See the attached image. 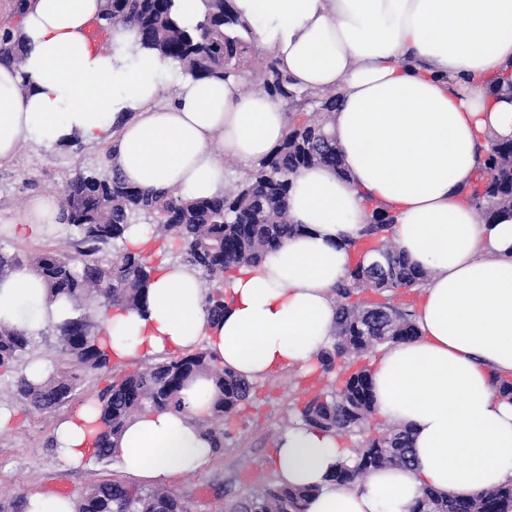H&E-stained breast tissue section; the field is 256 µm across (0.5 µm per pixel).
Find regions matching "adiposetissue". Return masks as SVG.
<instances>
[{
	"label": "adipose tissue",
	"instance_id": "adipose-tissue-1",
	"mask_svg": "<svg viewBox=\"0 0 512 512\" xmlns=\"http://www.w3.org/2000/svg\"><path fill=\"white\" fill-rule=\"evenodd\" d=\"M257 45L293 85L335 91L336 140L346 172L300 170L288 206L301 234L224 286L222 318L205 304L196 274L158 266L146 304L102 313L111 356L142 358L206 345L218 364L255 382L310 368L333 341L332 290L352 263L370 209L379 204L408 260L429 269L414 320L417 339L374 360L376 410L412 431L413 470L380 468L356 487L331 482L351 454L335 434L288 426L272 458L279 483L311 486L306 512H410L423 488L468 496L512 484V398L495 378H512V215L475 223L466 192L480 145L512 138V0H236ZM100 0H33L17 36L21 65L0 63V163L27 141L78 137L115 144L123 179L143 189L176 188L190 198L224 191L225 157H267L285 138L279 98L244 93L238 80H184L164 98L168 60L116 27L90 47L87 25ZM28 92H20L21 82ZM221 142L215 153L213 142ZM66 222L56 194L32 197L9 234L34 237ZM50 300L28 266L0 277V323L26 335L72 317ZM185 410L135 418L115 454L127 475L155 483L203 472L214 457L198 421L214 388L200 379ZM89 402L61 420L53 451L82 466L95 443Z\"/></svg>",
	"mask_w": 512,
	"mask_h": 512
}]
</instances>
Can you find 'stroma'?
Here are the masks:
<instances>
[{"instance_id":"1","label":"stroma","mask_w":512,"mask_h":512,"mask_svg":"<svg viewBox=\"0 0 512 512\" xmlns=\"http://www.w3.org/2000/svg\"><path fill=\"white\" fill-rule=\"evenodd\" d=\"M104 144L47 147L21 145L11 164L0 166V251L37 253L65 246V231L17 239L4 226L24 213L27 200L39 194H62L77 170L107 173ZM52 333L36 338L33 348L15 364L14 373L0 374V504L36 493L79 496L95 479L125 481L114 462L89 459L80 470L62 469L50 436L60 417L78 409L107 384L105 377L90 374L80 385V395L61 410L39 414L11 396L14 375L34 360H56ZM301 371L288 370L259 382L253 401L224 423L227 437L207 470L175 477L170 487L184 498L192 512H224L226 499H239L253 488L275 483L271 465L279 433L295 421V390Z\"/></svg>"}]
</instances>
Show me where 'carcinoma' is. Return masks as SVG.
I'll return each instance as SVG.
<instances>
[{
	"instance_id": "carcinoma-1",
	"label": "carcinoma",
	"mask_w": 512,
	"mask_h": 512,
	"mask_svg": "<svg viewBox=\"0 0 512 512\" xmlns=\"http://www.w3.org/2000/svg\"><path fill=\"white\" fill-rule=\"evenodd\" d=\"M202 4L203 19L188 27L175 18L174 0H104L102 28H135L141 47L170 60L184 78L242 79L246 91L262 90L288 100L295 110L288 134L217 198L188 199L175 190H144L124 181L115 164L109 175L80 171L63 193L74 252H0V275L15 265L28 264L47 282L51 297L68 298L77 311L54 326L59 359L46 380L34 385L21 374L14 382L15 397L36 412L49 413L69 404L82 374L112 371L111 357L98 340L99 308H139L153 273L149 257L116 245L125 239L134 217L159 215L157 223L150 225L151 238L181 241L179 262L196 271L205 302L218 315L224 311L228 270L260 263L285 239L304 230L289 214L292 177L316 165L345 173L333 132L338 95L290 87L272 55L259 51L235 0H202ZM0 62L17 66L21 62L20 41L10 23L0 27ZM470 201L486 223L512 214V139L490 143L481 157ZM394 223V215L375 206L361 241L352 243L353 252H374L379 259L366 266L356 262L333 288L334 343L316 355L320 374L297 408L302 423L355 437L353 464H342L331 475L340 485L354 486L377 468L413 466L410 431L399 423H375L370 371L360 367L339 387L328 381L338 367L350 368L381 346L418 336L414 310L401 298L421 292L430 272L411 264L402 253L392 237ZM367 292L375 300H361L360 295ZM34 340L0 324V369L11 370ZM199 378L210 380L217 389L202 427L214 448L222 450L224 419L238 414L251 400L255 385L214 363L210 352L201 349L180 359L153 360L137 371L111 377L96 395L101 434L93 456L99 461L111 459L130 419L184 409L182 391ZM311 493L308 488L266 485L226 503L224 512H305ZM77 512H190V507L169 488L97 481L81 493ZM411 512H512V484L480 489L468 497L426 489Z\"/></svg>"
}]
</instances>
